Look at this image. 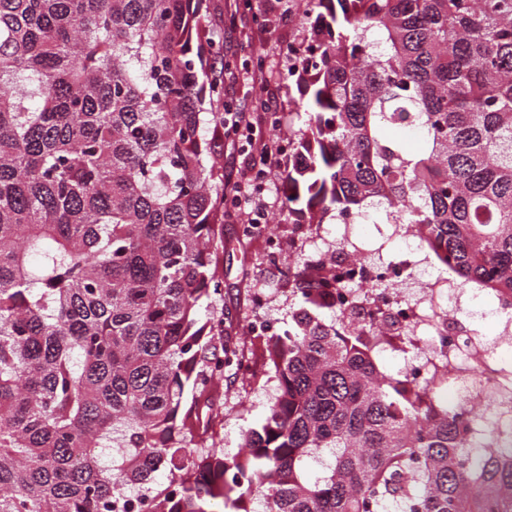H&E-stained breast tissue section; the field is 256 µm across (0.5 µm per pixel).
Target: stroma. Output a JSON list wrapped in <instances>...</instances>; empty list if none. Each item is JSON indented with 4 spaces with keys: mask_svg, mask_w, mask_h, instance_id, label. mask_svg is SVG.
Returning a JSON list of instances; mask_svg holds the SVG:
<instances>
[{
    "mask_svg": "<svg viewBox=\"0 0 512 512\" xmlns=\"http://www.w3.org/2000/svg\"><path fill=\"white\" fill-rule=\"evenodd\" d=\"M227 0H204L201 18L212 30L224 34V57L240 61L262 56L264 69L255 79L247 80L242 70L223 76L224 99L233 108L255 111L259 98L274 92L281 103L278 126H258V136L271 134L289 139L298 135L306 119L301 108L306 101L296 88L295 78L289 77L290 61L284 53L286 45L297 48L307 44L309 21L301 10H293L283 22L262 25L267 11V0H250L249 7L239 8L228 14ZM271 215L281 221L272 225L274 233L283 244L284 258L296 264L317 256L323 245L335 243V224L320 225L317 231L301 233L296 229L297 216H283L280 205H273ZM264 232L244 238L238 225L228 224L219 236L215 248L216 275L221 282L225 311L229 312V333L240 352L251 364L252 374L245 375L236 369H226L220 384L222 414L216 421L214 447L224 454L233 455L239 450L244 434L259 427L277 394V383L268 377V360L259 342L247 333L248 325L259 316L276 325H287L295 308L291 286L280 269L273 267L267 257ZM261 291L267 296L264 308H256L252 295Z\"/></svg>",
    "mask_w": 512,
    "mask_h": 512,
    "instance_id": "1",
    "label": "stroma"
}]
</instances>
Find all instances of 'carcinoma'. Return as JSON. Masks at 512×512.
<instances>
[{
	"mask_svg": "<svg viewBox=\"0 0 512 512\" xmlns=\"http://www.w3.org/2000/svg\"><path fill=\"white\" fill-rule=\"evenodd\" d=\"M203 0H0V512H512V414L388 376L402 329L336 307L293 264L258 340L277 395L226 456L206 443L241 366L212 244L234 135L199 75ZM290 212L407 224L448 281L512 306V0H299ZM400 125L415 151L385 133ZM165 480H156L157 474ZM241 142L237 141L235 138H226L224 139V144H221L218 148H216L217 155L219 161L224 163V171L225 176L230 171V163L233 161L236 168L240 170V167H243L247 161V158L250 157L247 152L243 148H241Z\"/></svg>",
	"mask_w": 512,
	"mask_h": 512,
	"instance_id": "carcinoma-1",
	"label": "carcinoma"
}]
</instances>
